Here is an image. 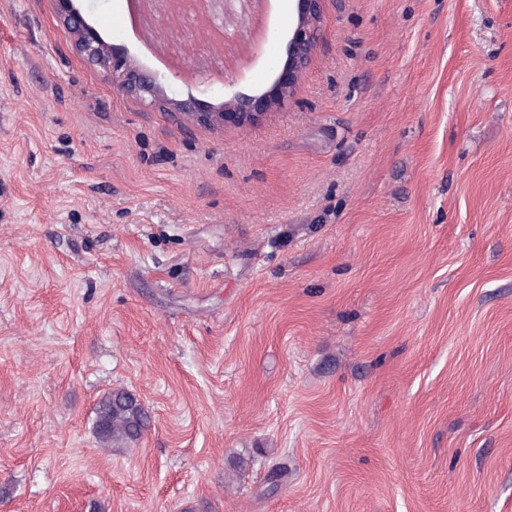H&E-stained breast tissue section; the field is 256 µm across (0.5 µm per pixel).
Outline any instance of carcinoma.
I'll use <instances>...</instances> for the list:
<instances>
[{"label":"carcinoma","mask_w":512,"mask_h":512,"mask_svg":"<svg viewBox=\"0 0 512 512\" xmlns=\"http://www.w3.org/2000/svg\"><path fill=\"white\" fill-rule=\"evenodd\" d=\"M150 423L149 415L135 395L115 389L95 407L94 432L101 447L121 451L137 443Z\"/></svg>","instance_id":"obj_1"}]
</instances>
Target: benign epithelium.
<instances>
[{
    "instance_id": "benign-epithelium-1",
    "label": "benign epithelium",
    "mask_w": 512,
    "mask_h": 512,
    "mask_svg": "<svg viewBox=\"0 0 512 512\" xmlns=\"http://www.w3.org/2000/svg\"><path fill=\"white\" fill-rule=\"evenodd\" d=\"M54 2L57 17L69 33L74 50L101 70L118 92L140 100L152 110L171 112L193 125L216 130L227 124L250 125L294 94L312 61L324 19V0H297V24L279 78L257 98L235 96L214 107L193 98L178 100L169 96L153 72L137 65L127 55L115 52L86 22L73 0Z\"/></svg>"
}]
</instances>
